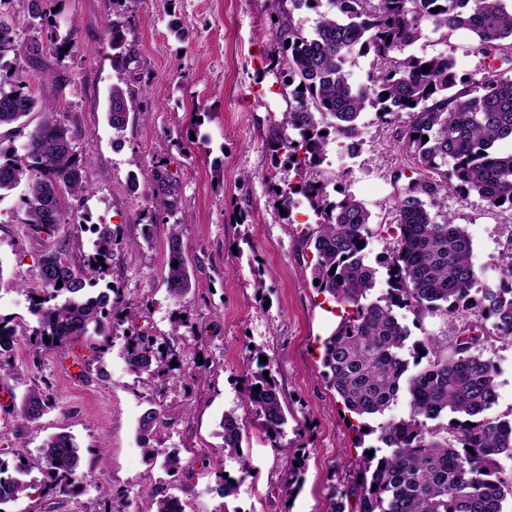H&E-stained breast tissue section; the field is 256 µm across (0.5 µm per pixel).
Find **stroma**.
<instances>
[{"instance_id":"stroma-1","label":"stroma","mask_w":512,"mask_h":512,"mask_svg":"<svg viewBox=\"0 0 512 512\" xmlns=\"http://www.w3.org/2000/svg\"><path fill=\"white\" fill-rule=\"evenodd\" d=\"M272 0H46L58 41H74L70 55L31 61L16 68L36 94L60 104L57 119L74 136L90 191L70 202L63 225L71 260L84 264L96 238L93 225L111 227L112 265L88 290L113 288L136 312L124 309L115 335L82 338L69 354L35 348L22 284L34 283L46 240L24 222L23 188L0 200V314L13 317L19 344L0 358V458H23L28 490L0 505V512H153L147 488L175 495L186 512H331L336 502L353 508L346 491L354 478L355 433L327 383L321 364L323 339L335 328V304L311 284L312 249L302 243L317 217L296 198L289 220L277 211L266 174L270 128L286 103L274 74L278 46L270 28ZM123 27L127 65L112 67L106 27ZM474 35L464 29L442 34L424 27L409 54L451 56L458 70L483 64ZM135 103L123 132L107 118L112 85ZM357 153L330 143L321 169L338 177L331 199L352 195L370 211L373 225L393 224L395 203L408 184L410 166L393 144L391 130L374 112L361 116ZM199 139H190V132ZM170 176L171 210H157L150 177ZM434 214L447 212L468 234L479 283H495L498 253L512 233V210L492 208L479 196L459 204L449 192L425 197ZM182 227L183 253L194 286L183 303L169 299L164 277L170 225ZM143 331L159 342H176L182 355L167 387L131 370L125 335ZM278 381L288 423L269 440L254 414L238 399L258 356ZM498 367V403L492 413H512V342L486 352ZM204 372H197V364ZM46 392L53 409L36 421L17 407L29 389ZM166 410L160 447L176 451L177 474L149 463L137 438L141 415L153 404ZM236 410L245 430L241 452L252 475L236 497L216 488L238 477L236 460L222 469L205 466L222 453L220 420ZM74 437L84 472L78 495L59 496L43 484L40 447L51 435ZM114 489L102 496L100 487Z\"/></svg>"}]
</instances>
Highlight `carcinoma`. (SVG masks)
Listing matches in <instances>:
<instances>
[{"instance_id": "obj_1", "label": "carcinoma", "mask_w": 512, "mask_h": 512, "mask_svg": "<svg viewBox=\"0 0 512 512\" xmlns=\"http://www.w3.org/2000/svg\"><path fill=\"white\" fill-rule=\"evenodd\" d=\"M288 2L292 7H286ZM317 3L274 0L272 32L283 61L276 78L287 109L272 126L268 147L273 168L294 173L292 179L272 181L280 188L274 198L284 219L296 196L307 199L318 217L303 236L315 254L312 284L343 309L324 341V376L358 421L359 445L376 435L375 444L355 460L347 496L355 497L357 512H506L512 501V467L506 468L512 462V420L488 415L498 402V373L483 352L493 342H512V234L498 255V281L478 288L468 236L451 216H432L421 196L446 190L466 203L476 194L493 208L512 210V153L496 149L499 141L512 140V9L505 0H378L376 6L373 0H332L334 10L306 32L294 12ZM425 25L445 34L458 29L474 33L475 49L487 61L480 78L458 73L455 61L445 55L403 56ZM108 33L112 64L122 67L121 25L112 23ZM66 47L57 42L50 24L29 43L20 41L16 30L0 26V69L9 67L3 62L9 53L37 56L46 48L57 55ZM354 54L373 58L365 84L353 83L346 69ZM424 65L429 68L425 73ZM133 107L127 91L112 85L107 114L116 133L124 131ZM368 109L381 126L394 131L395 145L410 154L416 174L410 193L395 206L397 248L382 261L389 289L375 299L377 270L365 262L371 213L353 196L330 199L329 181L320 170L331 142L359 145V119ZM35 111L44 118L28 132L24 153L4 145L0 134V200L26 184L25 223L32 233L53 239L60 225L70 223L69 199L89 191L83 159L70 129L55 119L57 107L38 98L28 84L0 73V129ZM424 135L428 140H422ZM112 239V230L102 232L82 266L71 262L61 243L43 254L34 286L40 301L33 302L31 314L37 318L33 332L50 339L49 347L63 351L85 336L112 335L108 315L122 306L120 297L102 293L90 301L85 292L87 275L112 264ZM174 261L178 266H167L165 284L169 297L179 302L191 291L192 278L177 224L170 225L168 236V262ZM62 293L65 299L59 303ZM397 309L419 321L440 312L474 323H465L459 339L448 345L427 332L412 337ZM16 341L12 319L0 315V356L11 353ZM126 357L140 374L162 378L170 368L171 359L145 334L127 337ZM403 392L407 417L368 425ZM242 403L268 437L283 433L288 418L275 379L251 373ZM53 407L48 395L31 389L20 414L37 419ZM163 418L161 405L148 409L137 434L149 460L161 457L164 468L176 472L177 458L157 443ZM220 427L224 456L238 459L241 474H247L250 465L238 453L242 432L236 412L225 413ZM41 457L50 490L61 496L75 493L84 474L73 438H48ZM26 473L23 464L0 459V504L27 490ZM150 495L155 512H185L176 496L153 490Z\"/></svg>"}]
</instances>
